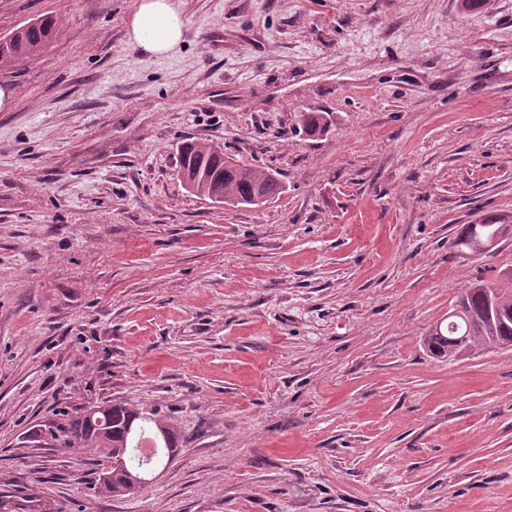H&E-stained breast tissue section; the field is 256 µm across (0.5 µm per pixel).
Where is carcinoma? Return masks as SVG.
<instances>
[{"label": "carcinoma", "instance_id": "cac0c4a2", "mask_svg": "<svg viewBox=\"0 0 512 512\" xmlns=\"http://www.w3.org/2000/svg\"><path fill=\"white\" fill-rule=\"evenodd\" d=\"M57 32L51 17L37 18L0 39V64L12 60L33 57ZM332 123L326 112L300 113V125L305 135L317 138L325 134ZM181 181H189L201 197L215 202L233 195L243 199L259 196L268 201L285 192L279 174L260 171L238 164L224 155L218 146L190 142L182 146L179 156ZM500 233L512 237V226L487 220L481 224H465L457 233L452 247L456 251L469 248L478 236ZM512 347V291L493 282L476 279L457 296L452 314L448 315V327L439 334L426 337L425 348L437 358L454 360L476 346ZM107 417L108 424L97 425L89 412L59 422L44 425L33 433L34 441L44 442L56 448H95L103 458L115 462L109 477H99L97 492L110 496H133L141 486L127 481L118 464H137L142 459L138 449L141 440L164 436L166 443L150 456L160 466L172 460L178 449V436L172 425L153 413L114 404L104 408L99 417Z\"/></svg>", "mask_w": 512, "mask_h": 512}]
</instances>
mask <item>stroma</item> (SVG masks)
I'll return each instance as SVG.
<instances>
[{
	"instance_id": "stroma-1",
	"label": "stroma",
	"mask_w": 512,
	"mask_h": 512,
	"mask_svg": "<svg viewBox=\"0 0 512 512\" xmlns=\"http://www.w3.org/2000/svg\"><path fill=\"white\" fill-rule=\"evenodd\" d=\"M143 55L138 0H0V495L42 512H512V349L422 339L477 277L508 286L512 0H178ZM328 112L309 138L298 112ZM190 141L276 170L257 206L178 176ZM125 402L180 450L132 498L30 439ZM129 22V41L149 57L172 54L183 39L184 23L174 0H138ZM56 32V22L51 17L37 18L15 29L9 36L0 39V64L39 54ZM492 220H487L482 224H465L457 233L452 247L456 251H462L467 249L470 251V244L472 240L478 236L490 235L495 233H501L505 237H512V224H495ZM511 227V232H510Z\"/></svg>"
}]
</instances>
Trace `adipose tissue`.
Here are the masks:
<instances>
[{"label":"adipose tissue","mask_w":512,"mask_h":512,"mask_svg":"<svg viewBox=\"0 0 512 512\" xmlns=\"http://www.w3.org/2000/svg\"><path fill=\"white\" fill-rule=\"evenodd\" d=\"M183 29L175 0H139L129 22L128 37L142 54L165 57L181 44Z\"/></svg>","instance_id":"adipose-tissue-1"}]
</instances>
